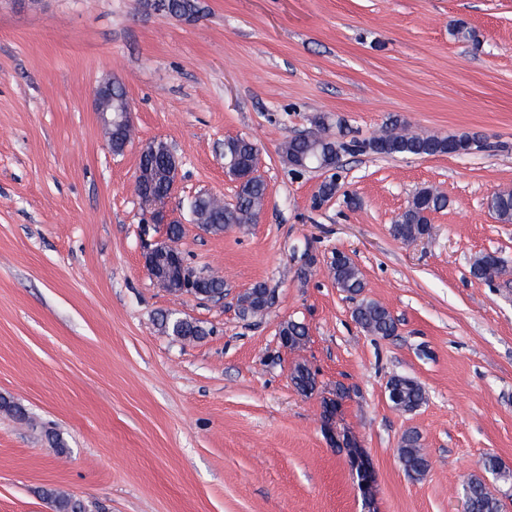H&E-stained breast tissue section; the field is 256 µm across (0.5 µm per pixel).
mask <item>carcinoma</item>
Here are the masks:
<instances>
[{
	"label": "carcinoma",
	"mask_w": 512,
	"mask_h": 512,
	"mask_svg": "<svg viewBox=\"0 0 512 512\" xmlns=\"http://www.w3.org/2000/svg\"><path fill=\"white\" fill-rule=\"evenodd\" d=\"M453 139L467 150L480 147V140L475 135L461 134L450 138L435 134H421L408 129L406 122L398 117L390 119L386 130L363 143L346 145L332 137L324 139H307L303 136L286 141L282 148L285 161L297 157L305 160L306 167L320 169L328 173V177L320 184L317 196L325 201L336 194L339 187L340 153L369 150L375 154L386 156H435L448 152V140ZM260 151L257 144L245 137H232L224 140V167L231 173L248 171L259 164ZM173 152L163 142L145 156L139 157L138 170L142 180L137 188L143 189L151 185L152 192L157 196L167 193L166 172L171 164ZM267 197V184L261 177L239 183L236 202L228 205L224 199L207 195L205 199H195L193 221L197 224L212 225V233L220 234L233 226L254 224L262 211ZM447 199L434 188L418 190L409 206L391 225L394 238L404 242H412L428 232L430 227L429 214L445 208ZM489 209L504 224L512 223V191L493 193L488 199ZM329 274L336 287L355 301L353 318L356 323L372 336L389 338L396 335L397 322L383 304L363 297L365 283L362 274L354 261L342 252L332 254L328 262ZM508 263L502 258H494L487 253L478 255L470 264V275L480 281L493 283L508 274ZM189 292L204 296L224 293V279H200L191 284ZM268 288L263 282L254 283L241 297V311L245 315L257 316L268 309ZM161 326L171 335L186 342H196L208 335L204 327L197 322L174 314L161 316ZM279 335L288 338L294 345H300L308 337L306 325L288 321L281 325ZM291 379L295 387L303 393L315 389V377L304 365L294 368ZM386 388L400 393V402L396 403L403 412H412L426 401L422 386L413 378L401 374L392 376ZM0 411L27 424L33 423L28 410L20 403L0 396ZM399 462L412 479L422 477L429 467V459L424 453L421 436L416 430H409L401 438L398 448ZM466 512H502L501 500L487 487L483 478L472 475L462 483ZM53 512H88V505L80 498L51 490L44 492Z\"/></svg>",
	"instance_id": "cac0c4a2"
}]
</instances>
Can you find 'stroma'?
Here are the masks:
<instances>
[{
	"mask_svg": "<svg viewBox=\"0 0 512 512\" xmlns=\"http://www.w3.org/2000/svg\"><path fill=\"white\" fill-rule=\"evenodd\" d=\"M196 3L179 20L150 0H0V395L37 421L0 412V512H52L47 489L92 512H465L472 475L512 512V477L482 469L493 454L512 474V284L469 273L486 251L512 263V224L487 207L512 190V0ZM460 22L477 43L452 36ZM106 81L132 109L120 155L94 109ZM395 115L483 147L342 154L340 187L319 206L324 173L281 158L283 142L319 126L360 142ZM236 136L259 146L268 196L256 223L216 235L191 223L187 201H234L224 141ZM155 139L181 164L165 218L185 225L192 267L221 272L223 302L170 294L144 267L161 235L142 229L134 185L139 147ZM424 187L447 206L428 236L397 240L392 222ZM337 250L396 336L354 321L328 271ZM257 281L273 304L242 316L237 300ZM166 312L206 337L169 335ZM290 320L308 338L287 349ZM300 364L315 376L308 395L291 380ZM395 374L425 390L416 411L389 402ZM410 429L430 462L417 480L397 454Z\"/></svg>",
	"mask_w": 512,
	"mask_h": 512,
	"instance_id": "obj_1",
	"label": "stroma"
}]
</instances>
